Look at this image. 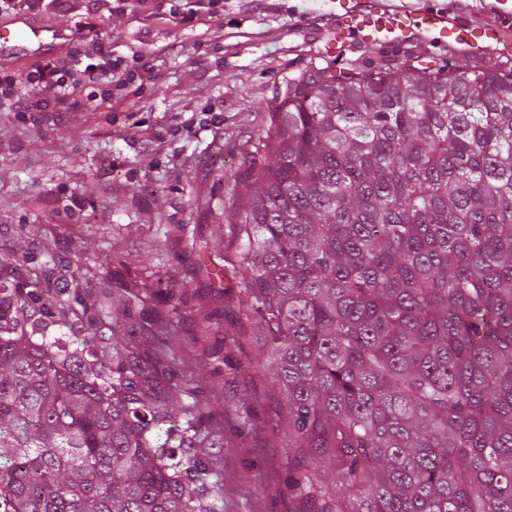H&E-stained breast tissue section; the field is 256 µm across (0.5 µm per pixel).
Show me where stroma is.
I'll return each mask as SVG.
<instances>
[{
    "mask_svg": "<svg viewBox=\"0 0 512 512\" xmlns=\"http://www.w3.org/2000/svg\"><path fill=\"white\" fill-rule=\"evenodd\" d=\"M222 4L218 36L173 18L169 0H140L125 12L102 0L98 31L113 55L141 53L159 73L156 84L132 88L129 104L112 110L93 101L74 114L22 118L0 100V260L26 253L33 282L44 256H53L64 307L74 306V291L94 294L115 271L145 284L144 306L166 315L189 364L182 387L220 368L223 392L213 411L242 401L257 419L243 447L214 446L224 459L211 478L215 512H297L285 486L281 404L266 370L273 353L241 310L239 281L227 270L247 160L289 81L312 69L352 72L407 57L422 66L452 53L512 68V55L415 37L353 41L333 57L322 46L336 0ZM131 122L139 139L125 135ZM157 141L163 148L155 152ZM203 310L212 315L206 332Z\"/></svg>",
    "mask_w": 512,
    "mask_h": 512,
    "instance_id": "obj_1",
    "label": "stroma"
}]
</instances>
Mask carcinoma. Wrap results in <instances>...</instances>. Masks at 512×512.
Masks as SVG:
<instances>
[{
  "instance_id": "obj_1",
  "label": "carcinoma",
  "mask_w": 512,
  "mask_h": 512,
  "mask_svg": "<svg viewBox=\"0 0 512 512\" xmlns=\"http://www.w3.org/2000/svg\"><path fill=\"white\" fill-rule=\"evenodd\" d=\"M235 230L241 305L276 359L302 512H512V68L455 58L288 83ZM0 276V512H214L223 423L118 276L67 326ZM112 301L111 337L98 325Z\"/></svg>"
}]
</instances>
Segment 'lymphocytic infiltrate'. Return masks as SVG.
Listing matches in <instances>:
<instances>
[{
  "label": "lymphocytic infiltrate",
  "mask_w": 512,
  "mask_h": 512,
  "mask_svg": "<svg viewBox=\"0 0 512 512\" xmlns=\"http://www.w3.org/2000/svg\"><path fill=\"white\" fill-rule=\"evenodd\" d=\"M83 2V33L68 54L44 58L22 80L0 73V99L12 100L16 112H76L97 99H120L139 78L138 58L113 56L110 42L95 37L98 0ZM83 53L94 55V63L83 70H73L71 57ZM47 87L55 92L53 100L41 96L42 89Z\"/></svg>",
  "instance_id": "1"
}]
</instances>
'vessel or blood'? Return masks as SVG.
<instances>
[{
	"mask_svg": "<svg viewBox=\"0 0 512 512\" xmlns=\"http://www.w3.org/2000/svg\"><path fill=\"white\" fill-rule=\"evenodd\" d=\"M335 22V33L325 44V52L331 56L351 40L378 45L423 36L439 45L462 43L475 50L505 39L503 27L453 20L433 0L417 8L401 0H336ZM63 38L55 28L25 18L20 26L0 27V53L23 50L42 54L59 47Z\"/></svg>",
	"mask_w": 512,
	"mask_h": 512,
	"instance_id": "1",
	"label": "vessel or blood"
}]
</instances>
